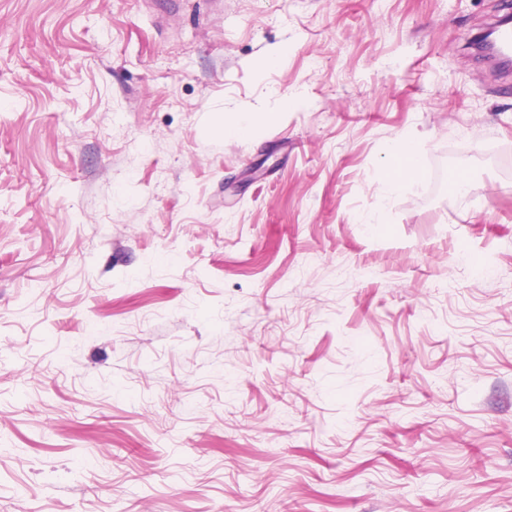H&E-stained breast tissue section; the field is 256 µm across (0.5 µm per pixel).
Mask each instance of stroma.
Returning a JSON list of instances; mask_svg holds the SVG:
<instances>
[{
    "label": "stroma",
    "instance_id": "35a3bbf8",
    "mask_svg": "<svg viewBox=\"0 0 512 512\" xmlns=\"http://www.w3.org/2000/svg\"><path fill=\"white\" fill-rule=\"evenodd\" d=\"M511 14L0 0V512H512ZM266 113L228 112L224 115V126L221 131L227 138H243L252 133L256 123L265 119ZM395 153L400 156V166L396 174L387 177L383 183V190L392 193L397 190L404 182L413 181L418 177V160L415 151L410 146L404 144L398 139L393 145Z\"/></svg>",
    "mask_w": 512,
    "mask_h": 512
}]
</instances>
